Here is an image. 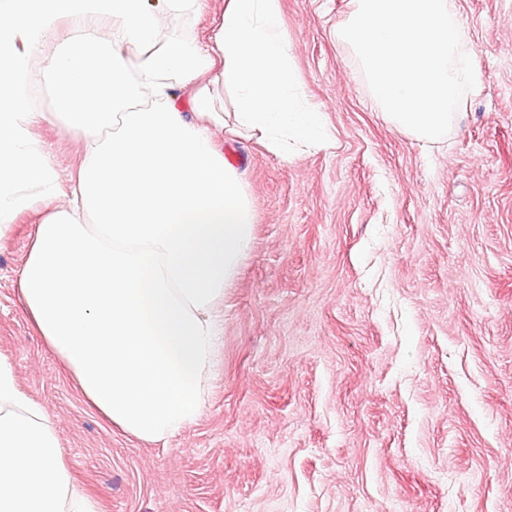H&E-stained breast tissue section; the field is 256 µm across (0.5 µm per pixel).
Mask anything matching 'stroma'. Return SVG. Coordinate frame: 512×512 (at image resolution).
Instances as JSON below:
<instances>
[{"mask_svg": "<svg viewBox=\"0 0 512 512\" xmlns=\"http://www.w3.org/2000/svg\"><path fill=\"white\" fill-rule=\"evenodd\" d=\"M458 6L477 85L424 147L337 39L349 0H280L334 144L285 161L218 135L255 237L207 406L166 445L110 428L30 328L33 217L0 241V355L98 512H512V0ZM35 136L68 181L75 138Z\"/></svg>", "mask_w": 512, "mask_h": 512, "instance_id": "35a3bbf8", "label": "stroma"}]
</instances>
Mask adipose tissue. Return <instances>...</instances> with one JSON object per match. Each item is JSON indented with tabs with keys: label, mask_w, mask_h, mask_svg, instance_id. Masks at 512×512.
<instances>
[{
	"label": "adipose tissue",
	"mask_w": 512,
	"mask_h": 512,
	"mask_svg": "<svg viewBox=\"0 0 512 512\" xmlns=\"http://www.w3.org/2000/svg\"><path fill=\"white\" fill-rule=\"evenodd\" d=\"M202 4L0 0V237L38 218L18 300L85 402L150 444L200 418L223 336L216 308L251 251V200L215 132L283 159L333 143L301 88L279 0H225L203 43L162 32L160 17L186 22ZM64 19L78 36L45 56ZM38 67L49 114L32 103ZM51 118L81 147L65 184L34 135ZM0 512H96L2 356Z\"/></svg>",
	"instance_id": "adipose-tissue-1"
}]
</instances>
